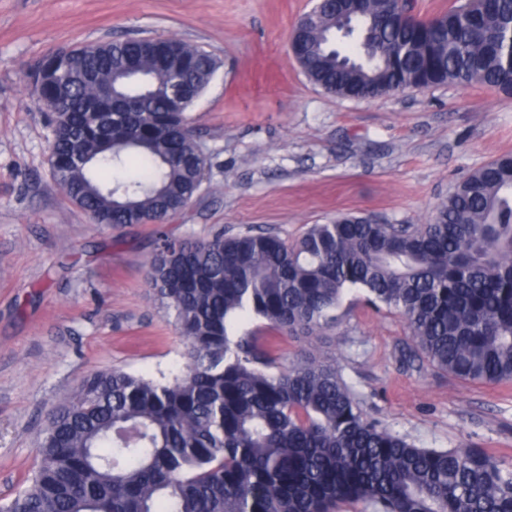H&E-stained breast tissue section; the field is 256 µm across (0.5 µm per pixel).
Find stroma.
Listing matches in <instances>:
<instances>
[{
	"label": "stroma",
	"mask_w": 512,
	"mask_h": 512,
	"mask_svg": "<svg viewBox=\"0 0 512 512\" xmlns=\"http://www.w3.org/2000/svg\"><path fill=\"white\" fill-rule=\"evenodd\" d=\"M315 0H0V504L38 462L49 410L87 375H174L182 340L146 271L152 224L90 223L55 183L50 121L27 73L66 46L179 38L218 70L189 112L204 182L174 237L272 231L293 241L341 214L422 224L459 182L512 154V96L478 85L367 100L303 74L290 34ZM316 346L270 334L283 362L335 360L369 419L424 448L512 463V385L420 363L392 309L351 289Z\"/></svg>",
	"instance_id": "stroma-1"
}]
</instances>
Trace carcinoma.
<instances>
[{
    "label": "carcinoma",
    "mask_w": 512,
    "mask_h": 512,
    "mask_svg": "<svg viewBox=\"0 0 512 512\" xmlns=\"http://www.w3.org/2000/svg\"><path fill=\"white\" fill-rule=\"evenodd\" d=\"M412 0H322L292 43L339 97L480 84L512 95V0H463L428 18ZM218 68L179 39L74 49L35 102L61 114L54 181L94 224L163 226L192 201L204 159L187 112ZM148 278L183 340L171 378L96 372L51 411L40 460L0 512H512V466L419 448L367 420L336 363L287 367L245 316L314 340L345 290L405 320L429 366L512 383V155L463 180L424 224L344 215L295 241L247 230L160 234Z\"/></svg>",
    "instance_id": "1"
}]
</instances>
